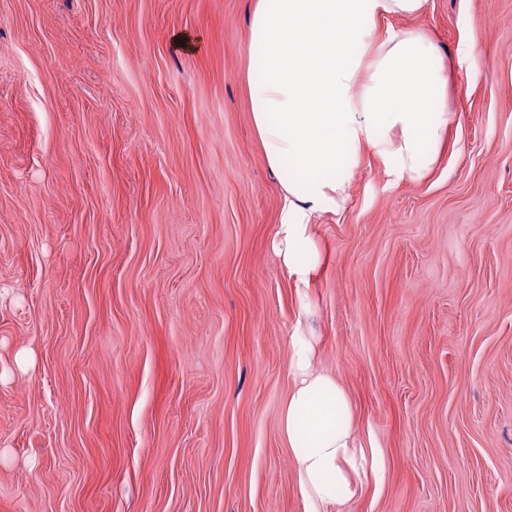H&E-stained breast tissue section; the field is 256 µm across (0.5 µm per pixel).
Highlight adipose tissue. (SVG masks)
I'll list each match as a JSON object with an SVG mask.
<instances>
[{"label": "adipose tissue", "instance_id": "ef3b65f1", "mask_svg": "<svg viewBox=\"0 0 512 512\" xmlns=\"http://www.w3.org/2000/svg\"><path fill=\"white\" fill-rule=\"evenodd\" d=\"M427 0H257L248 74L252 121L271 170L287 169L271 246L297 287L320 263L313 214L347 201L354 168L372 154L398 178L421 179L453 119L442 57L420 28L373 35L381 16L414 17ZM295 385L281 414L308 512L355 494L367 458L353 404L335 377L312 367L294 336Z\"/></svg>", "mask_w": 512, "mask_h": 512}]
</instances>
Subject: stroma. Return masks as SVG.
<instances>
[{
  "instance_id": "obj_1",
  "label": "stroma",
  "mask_w": 512,
  "mask_h": 512,
  "mask_svg": "<svg viewBox=\"0 0 512 512\" xmlns=\"http://www.w3.org/2000/svg\"><path fill=\"white\" fill-rule=\"evenodd\" d=\"M254 2L0 0V512H306L299 330L383 462L325 512H512V0L376 19L429 33L455 120L425 177L364 156L313 216L305 299Z\"/></svg>"
}]
</instances>
